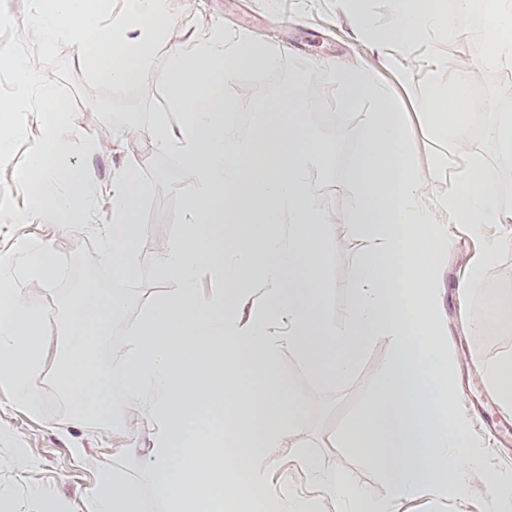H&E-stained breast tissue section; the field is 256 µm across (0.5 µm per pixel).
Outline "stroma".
Masks as SVG:
<instances>
[{"label":"stroma","mask_w":512,"mask_h":512,"mask_svg":"<svg viewBox=\"0 0 512 512\" xmlns=\"http://www.w3.org/2000/svg\"><path fill=\"white\" fill-rule=\"evenodd\" d=\"M7 9L16 22L20 43L32 53V64L52 72L55 82L71 97L60 136L69 144L70 162L94 172L98 195L84 224L50 219L36 211L21 223L9 215L0 217V255L14 259V286L23 302L44 311L41 336L48 347L42 366L30 378L34 409L16 406L11 387L0 383V506L6 512H44L51 500L59 512H90L89 493L99 474L124 470L123 449L135 443L149 444L152 431L144 421L145 401L125 399L123 389H115L114 394L122 401L124 415L137 418L133 429L126 422L107 428L78 419L57 390L54 377L65 351L66 306L86 280H95L106 291L113 288L112 262L100 246V230L111 217L112 175L133 159L139 162L138 175L147 192L137 207L141 232L135 261L139 273L126 281L133 302L122 316L124 328H132L155 297L179 287L177 281L158 274L161 255L151 247L154 239L171 241L178 236L191 192L174 153L155 151L152 145L160 116L174 124L181 119L169 109L166 87L154 79L155 73L167 68L171 45L165 40L147 49L148 73L141 76L138 88L131 90L123 83H102L98 57L48 44L37 35L39 0H7ZM169 9L176 31L187 30L201 37L217 24L230 36L266 44L277 57L276 68L268 71L264 80L243 70L225 77L223 92L232 96L235 115L226 125L228 133L251 132L257 102L270 95L287 97L292 81L306 76L310 131L335 145L333 157L314 169L311 178L320 208L336 214L335 221L327 224L326 234L333 282L329 307L338 319L351 302V269L363 250L362 242L348 231L359 197L352 166L367 135V114L374 105L368 100H348L332 80V69L373 72L401 112L420 169L421 199L448 231L450 245L441 258L439 274L441 317L448 324L455 407L471 419L465 441L480 445L484 468L470 473L462 495L439 498L422 493L404 500L400 512H497L495 501L485 492L484 473L512 471V411L499 406L482 370L512 356V324L482 329L478 322L488 300L512 299V246L502 249L496 262L484 268L469 294L458 293V282L477 258L480 242L466 225L449 223L441 206L448 193V176L434 169L433 160L446 149L458 164H480L502 207L512 210V168L500 164L486 134L497 113H512V96L502 93L504 85H512V64L499 66L501 83L487 85L481 74L470 79L468 98L477 110L471 113L464 136L467 150L455 144L444 147L424 109L428 86L451 84L460 73L458 57L488 53L491 43L485 31L486 15L475 17L470 11L448 7L452 29L406 43L402 65L410 79L402 83L381 68L379 48L355 35L349 0H169ZM433 60L441 61V68L429 69ZM103 134L112 138L106 151L98 146ZM28 240L48 246L57 268L51 279L38 278L27 270L19 248ZM391 356L387 342L375 341L364 349L346 381L327 386L296 352H279L275 371L296 396L303 424L295 437L274 449L268 461L270 479L263 492L270 500H310L317 512H343V501L311 478L303 464L307 457L322 469L336 472L366 498L386 494L385 476L367 464L361 452L347 447L344 435L351 418L377 392ZM22 448L27 451L23 457L18 454ZM79 448L84 449V457L76 456Z\"/></svg>","instance_id":"stroma-1"}]
</instances>
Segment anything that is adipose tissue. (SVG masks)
I'll list each match as a JSON object with an SVG mask.
<instances>
[{
  "mask_svg": "<svg viewBox=\"0 0 512 512\" xmlns=\"http://www.w3.org/2000/svg\"><path fill=\"white\" fill-rule=\"evenodd\" d=\"M167 0H127L122 18L95 22V0H40L39 23L47 42L74 50L96 44L144 59L149 44L166 39L173 19ZM397 22L379 28L364 0H351L359 35L384 47L383 68L400 71L399 46L406 36L447 30L452 18L433 0H397ZM167 68L154 76L169 93L179 124L160 119L153 144L177 153L191 175L187 217L180 236L163 252L159 269L178 281L176 291L153 300L128 336L124 363L127 399H148L145 421L153 432L142 450L154 495L165 512H224L243 505L265 485L266 461L274 448L295 435L300 418L291 391L274 373L285 348L297 352L317 377L331 385L346 377L370 343H389L393 355L376 397L350 422V447L388 479L385 497L363 501L332 472L315 471L316 482L348 502L352 512H395L399 502L429 490L459 494L481 459L466 449L469 417L452 410L454 375L447 330L439 319L438 267L421 258L420 245L447 248L448 236L419 199V173L400 112L374 75L337 68L333 78L349 99H368V133L353 164L361 194L349 223L364 252L351 271L353 297L342 319L329 309L326 216L316 198L312 169L334 153L332 142L309 129L304 78L289 89L286 119L274 122L279 100L258 107L256 131L231 135L224 128L222 91L225 62L268 69L275 55L263 44L229 40L212 29L202 40L182 33ZM427 112L451 113L441 137L464 136L473 106L454 90L430 86ZM129 163L112 176V220L102 227L105 252L115 277L135 271L140 233L137 204L146 187ZM455 224L482 234L498 224L502 236L486 240L482 263L512 244V211L501 207L479 165H469L448 184L445 200ZM233 219L228 236L206 240L210 225ZM209 270L223 290L201 306L196 278ZM13 262L0 258V382L17 401L34 406L29 379L46 347L36 332L42 311L26 306L12 281ZM127 299L86 282L69 309L66 354L55 380L78 417L109 425L121 418L110 379L99 368V347ZM259 369L262 390L243 379ZM244 449L248 479H240L233 449ZM91 512H144L140 495L114 472L101 473L91 494Z\"/></svg>",
  "mask_w": 512,
  "mask_h": 512,
  "instance_id": "ef3b65f1",
  "label": "adipose tissue"
}]
</instances>
